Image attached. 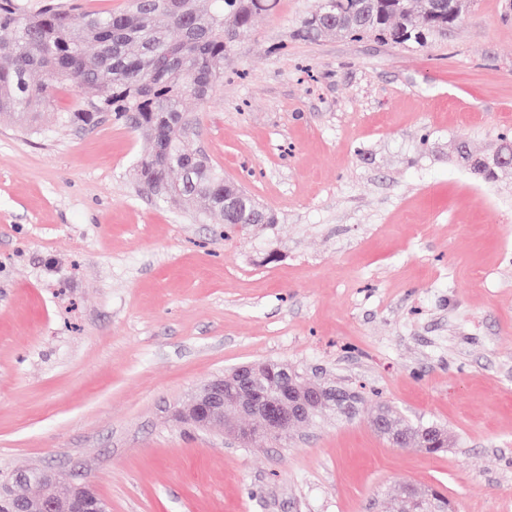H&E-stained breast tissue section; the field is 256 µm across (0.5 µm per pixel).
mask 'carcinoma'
Returning <instances> with one entry per match:
<instances>
[{
    "instance_id": "cac0c4a2",
    "label": "carcinoma",
    "mask_w": 512,
    "mask_h": 512,
    "mask_svg": "<svg viewBox=\"0 0 512 512\" xmlns=\"http://www.w3.org/2000/svg\"><path fill=\"white\" fill-rule=\"evenodd\" d=\"M275 6L276 0H130L121 12H103L61 0H45L36 10L24 0H0V119L41 134L52 126L92 129L109 114L149 141L132 175L154 197L178 201L200 222L219 214L226 224H272L271 213L253 197L236 217L224 216V193L238 184L196 154L199 113L185 102L201 110L211 102L224 82L231 43L248 36L255 19ZM465 8L466 0H323L294 35L422 46L462 22ZM61 90L78 96L76 111H55ZM470 166L483 182L500 172L492 152ZM282 368L265 361L255 379L271 390ZM376 416L404 435L405 448L439 454L451 445L442 426H436L439 436L425 441L428 426L402 420L391 407Z\"/></svg>"
}]
</instances>
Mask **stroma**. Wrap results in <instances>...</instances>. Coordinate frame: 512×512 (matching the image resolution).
Returning <instances> with one entry per match:
<instances>
[{
  "label": "stroma",
  "mask_w": 512,
  "mask_h": 512,
  "mask_svg": "<svg viewBox=\"0 0 512 512\" xmlns=\"http://www.w3.org/2000/svg\"><path fill=\"white\" fill-rule=\"evenodd\" d=\"M279 0L224 58L199 149L277 216L225 234L138 192L145 139L0 122V473L60 470L108 512H389L406 485L512 512V0L425 46L293 35ZM362 394L251 446L178 424L236 366ZM441 424L380 437L379 405ZM497 148L488 155L480 157L479 160L471 159L470 166L474 174L483 182H493L501 171L494 160ZM378 416V417H377ZM383 417L387 423V428L391 431L400 432L404 435V443L401 448H417L431 454H439L448 451L451 445V436L448 430L439 425H418L403 421L397 412L389 406L380 407L374 416L375 418ZM428 428H436L440 435L429 441L423 440L422 434Z\"/></svg>",
  "instance_id": "stroma-1"
}]
</instances>
